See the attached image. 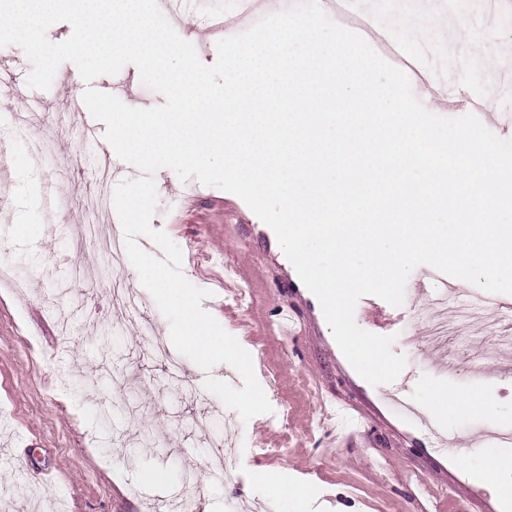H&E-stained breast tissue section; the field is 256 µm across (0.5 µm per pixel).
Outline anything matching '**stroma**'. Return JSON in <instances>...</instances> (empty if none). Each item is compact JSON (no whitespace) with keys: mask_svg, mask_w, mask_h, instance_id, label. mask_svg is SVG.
<instances>
[{"mask_svg":"<svg viewBox=\"0 0 512 512\" xmlns=\"http://www.w3.org/2000/svg\"><path fill=\"white\" fill-rule=\"evenodd\" d=\"M228 0H193L176 32L192 42L202 63L217 58V36L207 34L209 12ZM437 18L453 17V29L426 23L421 37L437 53L453 51L449 88L483 98L493 87L489 61L512 49V0L494 24H486L474 0H427ZM29 72L24 52L0 48V124L19 110L6 96L11 70ZM125 104L150 108L164 97L140 82L134 65L95 80ZM85 89L77 67L63 63L46 95V109L25 113L22 128L49 141L52 155L31 157L27 142L10 149L0 176V243L25 277L21 289L0 287V512H156L157 497L179 490L192 512H251L272 501L279 512H505L500 482L478 483L474 471L498 456L473 435L512 421V318L498 322L496 339L484 338L476 318L445 344L434 342L415 320L414 288L401 306L378 301L379 318L368 317V298L355 311L357 325L395 336L394 353L407 365L393 384L372 386L337 346L317 298L290 261L271 264L276 235L236 194L155 174L159 205L151 221L179 247H193L194 266H183L195 286H210L202 300L252 359L273 411L214 428L223 410L204 386L206 376L241 387L238 373L220 364L204 372L187 358L171 369L155 354L170 330L133 266L102 276L106 258L87 237L86 212L100 189L73 154L100 163L107 143L85 139L78 115H65L63 100ZM74 132L63 137L61 116ZM54 186L44 205L45 183ZM244 289L243 299L224 292ZM131 289L139 311L113 305L115 287ZM84 377L87 393L72 395L61 382ZM479 395L481 410L461 399ZM111 422H102L101 411ZM434 422L453 437L439 450L426 430ZM232 449L230 481L197 483L200 470L216 472L217 442ZM159 466L165 486L141 482L139 469Z\"/></svg>","mask_w":512,"mask_h":512,"instance_id":"stroma-1","label":"stroma"}]
</instances>
